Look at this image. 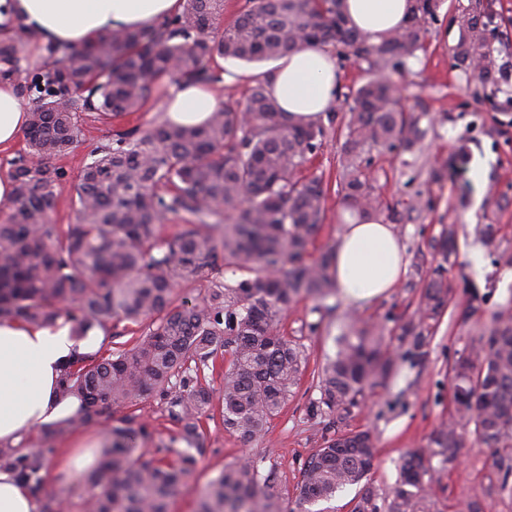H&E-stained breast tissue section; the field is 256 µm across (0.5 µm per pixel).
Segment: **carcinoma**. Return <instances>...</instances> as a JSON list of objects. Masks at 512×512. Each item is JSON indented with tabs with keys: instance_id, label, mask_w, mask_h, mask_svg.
<instances>
[{
	"instance_id": "carcinoma-1",
	"label": "carcinoma",
	"mask_w": 512,
	"mask_h": 512,
	"mask_svg": "<svg viewBox=\"0 0 512 512\" xmlns=\"http://www.w3.org/2000/svg\"><path fill=\"white\" fill-rule=\"evenodd\" d=\"M411 2L404 24L377 42L351 25L345 0H245L228 24L224 0H182L180 11L150 28L105 30L81 50L49 43L47 63L35 68L22 54L24 24L16 21L0 34V77L18 79L31 103L25 151L10 162L14 200L0 220V320L43 325L63 318L77 342L103 332L96 351L76 349L60 367L59 392L79 398V411L42 430L36 449L0 446V470L27 483L43 512L63 504L44 475L54 440L149 397L181 426L185 447L175 450L176 462H132L131 442L147 432L130 427L129 417L128 425L108 428L100 467L82 482L91 512H168L170 497L205 452L201 418L214 410L210 381L226 352L224 430L244 442L265 435L302 371L300 348L281 333L283 316L303 298L323 301L336 290L330 255L314 260L309 252L325 218L326 193L323 177L303 175L312 156L329 134L344 138L337 192L352 215L400 224L405 214L422 210L398 211L368 172L373 152H412L428 132L420 117L399 107L391 73L424 49V27L438 20L442 0ZM493 6L494 0L458 3L451 53L456 67L497 90L509 75L494 56ZM302 46L367 63L368 80L336 92V99L352 100L348 109L333 107L316 122L284 120L267 91V74L242 108L221 106L202 126L119 123L147 104L160 77L175 86L210 85L222 81V71L212 67L217 56L259 63ZM84 112L97 113L112 134L82 169L71 199L76 221L56 224L64 172L54 160L80 142ZM169 214L181 219L182 229L163 238L158 227ZM455 240L450 224L433 244L437 264L426 274L418 309L397 326L399 347L411 357H422L424 332L448 305ZM221 268L254 276L233 283L219 276L200 301H176L175 288ZM121 322L123 332L113 331ZM385 330L350 320L335 355L318 369L319 398L310 402V415L339 423L366 386L397 374ZM119 336L127 340L115 342ZM449 374L448 420L431 434L428 454L404 459L386 512H433L426 463L437 456L453 462L469 427L478 443L512 450V312L495 314L486 339ZM375 455L368 430L325 437L305 465L300 512L359 483ZM380 509L367 487L353 512ZM197 512L281 510L259 462L240 458L209 481Z\"/></svg>"
}]
</instances>
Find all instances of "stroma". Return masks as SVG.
Returning <instances> with one entry per match:
<instances>
[{
  "instance_id": "stroma-1",
  "label": "stroma",
  "mask_w": 512,
  "mask_h": 512,
  "mask_svg": "<svg viewBox=\"0 0 512 512\" xmlns=\"http://www.w3.org/2000/svg\"><path fill=\"white\" fill-rule=\"evenodd\" d=\"M456 5V0H444L437 22L427 27L424 51L410 61L408 71L395 78L403 107L429 113L434 120L421 151L375 156L371 168L384 197L405 204L419 198L432 202L421 219L394 227L408 261L400 287L360 307L332 296L326 300L331 307L327 313L316 311V302L310 298L288 310L283 331L301 348L305 365L284 409L271 420L263 438L248 444L225 432L221 418H203L206 451L171 499L170 512H195L209 480L244 454L260 458V472L270 476L283 512L294 508L304 465L322 445L328 424L327 419L307 413L310 400L319 396L314 370L325 355L334 354V338L343 332L349 316L372 323L388 318L397 321L415 311L426 272L435 263L430 243L443 226L458 227L456 263L448 272L453 299L427 335L424 357L403 362L391 382L366 389L360 406L339 423L342 431L371 430L377 438L376 457L363 484L346 486L331 500L319 502L320 512H352L367 486L379 500L388 498L404 459L423 452L432 432L448 417L450 366L477 345L493 312L512 305V81L492 98L455 67L450 48L457 40V29L450 18ZM214 65L242 74L237 83L214 86L222 105L233 108L242 105L252 75L271 68L267 62L247 64L221 58L215 59ZM83 133L82 143L56 161L66 173V189L54 216L59 224L75 218L73 188L89 152L105 138L108 126L95 113L87 112ZM340 151V139L328 136L309 166L310 173L322 176L327 186L326 218L311 246L316 256L331 250L343 229L346 211L335 182ZM440 165L445 168L443 177L430 180V169ZM486 225L494 230L489 241L477 233ZM470 284L483 296L484 304L480 312L464 321L460 313L468 305L466 287ZM130 416L150 432L149 438L137 440L136 457L154 458L163 447L166 460H175L168 447L180 426L158 400H143L135 409L113 408L88 430L97 433L105 425L120 426ZM430 475L437 512H462L471 501L482 503L485 512H512V482L503 483L497 457L473 437H465L453 463L444 465L432 459Z\"/></svg>"
}]
</instances>
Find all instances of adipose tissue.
Instances as JSON below:
<instances>
[{
	"mask_svg": "<svg viewBox=\"0 0 512 512\" xmlns=\"http://www.w3.org/2000/svg\"><path fill=\"white\" fill-rule=\"evenodd\" d=\"M180 0H0V25L22 16L28 53L40 58L49 43L78 49L114 27L149 28L174 14ZM410 0H347L351 22L377 37L402 24ZM336 59L328 51L301 48L275 60L268 84L286 118L319 120L336 101ZM220 106L208 87L183 85L164 107V117L203 124ZM30 108L12 78L0 79V147L15 144ZM332 275L340 295L367 301L391 292L406 271L404 248L391 225L346 220L336 243ZM74 347L68 326L35 327L14 319L0 323V445L19 446L35 428L77 413V398L56 393L57 365Z\"/></svg>",
	"mask_w": 512,
	"mask_h": 512,
	"instance_id": "obj_1",
	"label": "adipose tissue"
}]
</instances>
